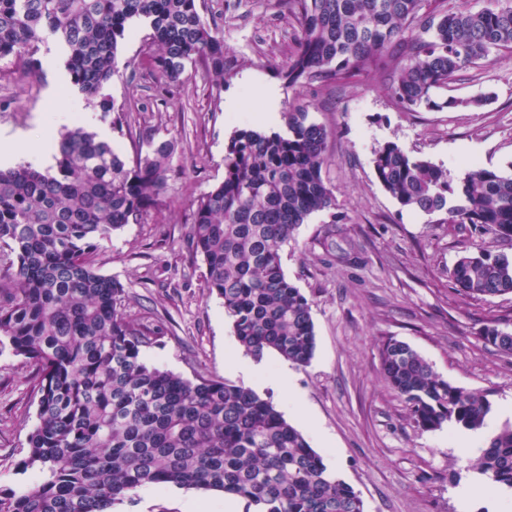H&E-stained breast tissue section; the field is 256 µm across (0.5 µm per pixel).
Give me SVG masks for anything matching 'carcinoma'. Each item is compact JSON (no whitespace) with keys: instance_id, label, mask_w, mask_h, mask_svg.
Instances as JSON below:
<instances>
[{"instance_id":"1","label":"carcinoma","mask_w":512,"mask_h":512,"mask_svg":"<svg viewBox=\"0 0 512 512\" xmlns=\"http://www.w3.org/2000/svg\"><path fill=\"white\" fill-rule=\"evenodd\" d=\"M298 22V49L283 71L290 87L338 85L369 70L401 112L442 111L458 74L512 51V0H283ZM134 19L148 22L152 60L178 82L187 69L217 81L237 66L200 13V0H0V58L27 56L48 32L68 49L74 85L96 95L120 76L117 53ZM285 133L237 129L224 180L192 202L187 241L206 266L244 351L310 364L315 331L307 297L285 275L280 251L306 219L334 205L323 169L328 131L304 108L281 113ZM127 161L80 126L55 144L56 171L0 170V346L39 374L37 424L23 470L39 480L0 492V512H103L144 487L174 483L222 492L254 512H364L360 497L269 400L226 380L195 382L148 364L151 332L126 313L125 291L94 254L128 224L167 208L174 146L152 135ZM377 180L406 208L512 241L511 172L476 166L456 185L447 171L396 143L374 152ZM457 291L512 294V256L460 257ZM479 336L512 355V332ZM381 373L427 431L485 427L487 394L454 385L409 344L387 339ZM472 467L512 489V424L479 449Z\"/></svg>"}]
</instances>
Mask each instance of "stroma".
I'll use <instances>...</instances> for the list:
<instances>
[{
    "mask_svg": "<svg viewBox=\"0 0 512 512\" xmlns=\"http://www.w3.org/2000/svg\"><path fill=\"white\" fill-rule=\"evenodd\" d=\"M204 20L217 25L237 66L222 83L186 71L182 80L160 76L152 62L151 29L130 22L119 54L125 68L101 89L122 107V127L108 116L113 147L133 158L142 133L175 144L167 177L168 207L144 223L113 234L96 257L101 274L117 280L127 312L157 329L145 360L188 380L223 379L247 385L270 400L307 438L327 466L364 502L365 512H512V491L492 488L470 467L473 449L458 445L459 428L425 431L409 405L385 382L380 348L387 338L411 345L457 386L487 393L488 432L512 423V355L486 347L487 325L512 331V295L470 298L449 278L465 253L512 255V245L491 234H471L431 215L401 207L378 182L372 159L393 142L412 156L448 171L458 183L471 165L512 164V53L492 55L481 70H466L448 85L457 107L440 112L397 110L371 70L337 87L287 86L281 71L296 51L298 23L282 0H204ZM41 74L23 77L25 61L0 59V129L25 134L16 164H37L28 144L53 139L73 123V112L95 111L77 86L48 92L66 56L44 34L36 54ZM277 88L281 109L303 105L330 133L324 176L335 195L332 209L312 214L281 251L288 279L308 298L316 335L308 367L266 354L263 377L244 379L229 358L241 355L220 299L210 295L205 264L189 249L191 200L224 179V150L239 128H257L258 91ZM483 106H473L476 98ZM290 369L293 387L272 373ZM37 373L10 348L0 349V490L34 483L24 469L28 436L37 423ZM315 428H308L305 417ZM220 505L219 492L174 484L146 488L117 502L112 512H190L193 503Z\"/></svg>",
    "mask_w": 512,
    "mask_h": 512,
    "instance_id": "obj_1",
    "label": "stroma"
}]
</instances>
